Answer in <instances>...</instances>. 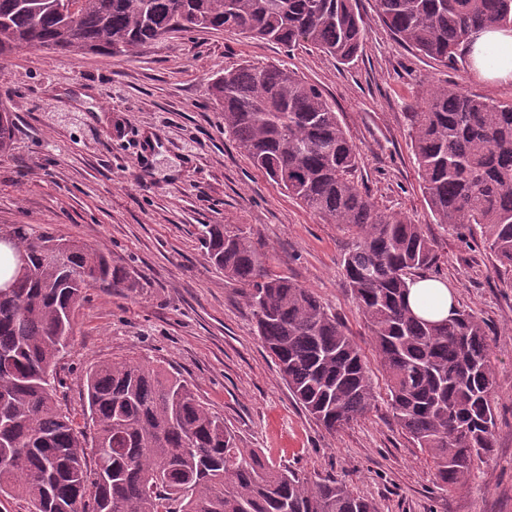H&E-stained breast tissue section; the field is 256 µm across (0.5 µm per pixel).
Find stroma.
<instances>
[{
  "label": "stroma",
  "instance_id": "obj_1",
  "mask_svg": "<svg viewBox=\"0 0 512 512\" xmlns=\"http://www.w3.org/2000/svg\"><path fill=\"white\" fill-rule=\"evenodd\" d=\"M358 7L367 32L347 64L308 45L221 31L176 34L131 55L31 49L0 59V108L15 121L13 148L0 155V225L99 246L127 274L129 287L87 289L74 312L56 400L80 425L90 422L89 369L133 357L186 381L241 447L310 479L343 481L379 512H512V290L488 249L435 222L405 119L416 95L438 83L496 100L511 99L512 84L482 83L417 54L379 21L376 0ZM245 62L285 65L322 90L359 153L356 182L382 211L421 225L458 306L489 326L495 447L463 488L443 490L392 417L343 274L350 233L282 192L225 133L211 84ZM207 224L243 231L274 273L313 290L361 348L376 399L351 427L328 433L296 403L240 285L207 258Z\"/></svg>",
  "mask_w": 512,
  "mask_h": 512
}]
</instances>
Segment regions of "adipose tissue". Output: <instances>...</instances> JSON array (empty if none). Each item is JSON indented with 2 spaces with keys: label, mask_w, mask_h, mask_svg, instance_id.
<instances>
[{
  "label": "adipose tissue",
  "mask_w": 512,
  "mask_h": 512,
  "mask_svg": "<svg viewBox=\"0 0 512 512\" xmlns=\"http://www.w3.org/2000/svg\"><path fill=\"white\" fill-rule=\"evenodd\" d=\"M476 79L512 83V29L476 30L471 35ZM409 304L413 311L428 319L450 316L454 293L450 286L433 277L416 278L410 286Z\"/></svg>",
  "instance_id": "1"
}]
</instances>
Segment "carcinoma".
I'll return each instance as SVG.
<instances>
[{
  "label": "carcinoma",
  "instance_id": "1",
  "mask_svg": "<svg viewBox=\"0 0 512 512\" xmlns=\"http://www.w3.org/2000/svg\"><path fill=\"white\" fill-rule=\"evenodd\" d=\"M0 0V59L22 48L65 55L125 54L194 29L308 44L346 64L366 23L357 0ZM384 26L445 65L471 66L478 28L512 27V0H377ZM224 131L281 191L353 236L343 267L371 330L399 427L427 454L446 490L466 485L494 448L497 380L489 330L456 307L432 321L409 305L413 277L440 256L421 227L381 211L354 180L356 147L318 86L277 65L243 64L212 83ZM426 204L438 224H460L494 258L512 289V100L438 85L405 113ZM14 125L0 118V154ZM27 224L0 242L27 253L0 293V497L29 512H378L335 479L311 481L253 448L178 377L131 358L97 363L87 378L94 434L58 409L57 365L84 290L127 276L104 251ZM203 244L224 278L245 288L257 334L296 401L336 434L373 406L361 349L309 288L271 273L242 233L207 224Z\"/></svg>",
  "mask_w": 512,
  "mask_h": 512
}]
</instances>
